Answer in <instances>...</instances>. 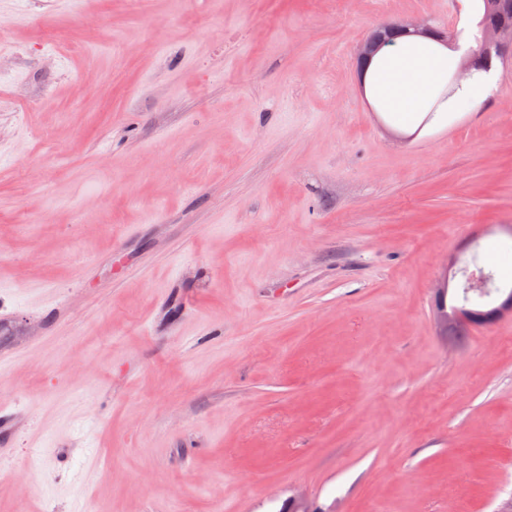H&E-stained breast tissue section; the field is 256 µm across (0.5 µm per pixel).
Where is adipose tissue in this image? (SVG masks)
<instances>
[{
  "label": "adipose tissue",
  "mask_w": 512,
  "mask_h": 512,
  "mask_svg": "<svg viewBox=\"0 0 512 512\" xmlns=\"http://www.w3.org/2000/svg\"><path fill=\"white\" fill-rule=\"evenodd\" d=\"M451 60L448 48L432 39L401 36L369 60L360 83L379 106L400 114L406 121L420 112H444L460 103L484 99L490 92L492 78L477 71L450 99L441 100Z\"/></svg>",
  "instance_id": "adipose-tissue-1"
}]
</instances>
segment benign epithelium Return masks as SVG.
Segmentation results:
<instances>
[{"mask_svg":"<svg viewBox=\"0 0 512 512\" xmlns=\"http://www.w3.org/2000/svg\"><path fill=\"white\" fill-rule=\"evenodd\" d=\"M480 12L485 17L490 14L495 15L499 23L492 28L480 25L479 37L473 42H461L454 31L442 35L430 27H422L416 29V32L461 52L465 70L470 71L476 68L478 63L483 69L488 70L493 60L512 55V0H481ZM410 29L409 24L395 23L373 30L364 42L360 58L363 59L374 53L385 42V34L407 32ZM506 316H512V292L507 293L500 304L485 312L476 313L467 307L458 306L451 308L448 313L442 311L439 314L438 324L441 331L450 334L458 323L489 325Z\"/></svg>","mask_w":512,"mask_h":512,"instance_id":"7a95c632","label":"benign epithelium"}]
</instances>
